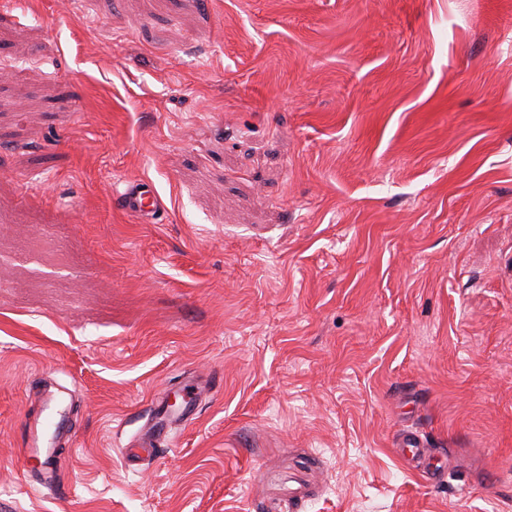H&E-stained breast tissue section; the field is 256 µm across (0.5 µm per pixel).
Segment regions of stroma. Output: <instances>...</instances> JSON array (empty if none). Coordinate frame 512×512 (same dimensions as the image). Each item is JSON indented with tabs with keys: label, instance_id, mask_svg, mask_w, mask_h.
I'll return each instance as SVG.
<instances>
[{
	"label": "stroma",
	"instance_id": "35a3bbf8",
	"mask_svg": "<svg viewBox=\"0 0 512 512\" xmlns=\"http://www.w3.org/2000/svg\"><path fill=\"white\" fill-rule=\"evenodd\" d=\"M0 506L512 512V0H0ZM115 204L139 223L155 220L162 207V201L152 185L142 179L124 182L122 188L113 192ZM54 427L52 438L64 428V425L56 421L55 415L42 418V412H33L26 422V433L23 448H17V455L23 465L30 461L38 462L39 479L37 481L45 486L51 487L56 484L58 470L56 467V456L58 448L48 441V428ZM160 421L152 426L144 428L137 439H131L123 448V458L126 462L142 457H155L158 451L156 448L162 440L167 438V431ZM397 447L398 448L394 449L395 454L398 457H404L407 459V455H411L412 460L415 457H420L424 455L426 450V448H423V442L420 436L410 430L404 431Z\"/></svg>",
	"mask_w": 512,
	"mask_h": 512
}]
</instances>
